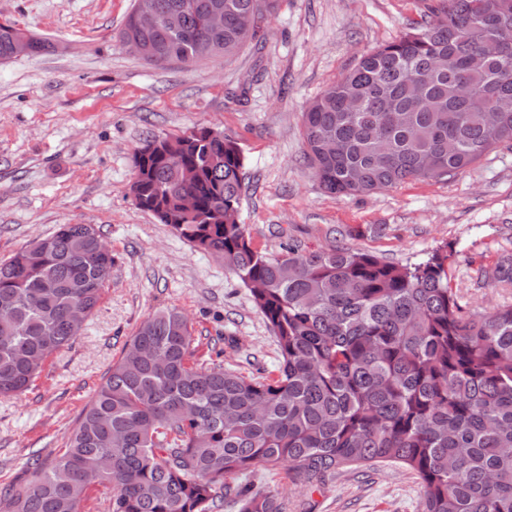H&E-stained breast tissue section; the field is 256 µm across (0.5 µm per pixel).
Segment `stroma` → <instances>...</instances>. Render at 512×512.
<instances>
[{"label": "stroma", "mask_w": 512, "mask_h": 512, "mask_svg": "<svg viewBox=\"0 0 512 512\" xmlns=\"http://www.w3.org/2000/svg\"><path fill=\"white\" fill-rule=\"evenodd\" d=\"M132 0H0L8 19L47 38L38 55L0 63V260L61 224L100 226L114 264L97 311L51 357L35 387L0 400V488L62 448L113 361L154 311L185 313L218 338L225 367L276 370L274 339L250 292L223 264L138 209L127 187L149 137L209 126L246 155L239 221L256 247L331 244L399 265L451 251V286L472 311L512 303V284L479 267L512 254V144L445 179L409 181L368 197L323 191L302 160V113L358 58L391 42L426 0H278L262 46L229 58L153 66L118 35ZM251 489L283 512H419L414 475L390 463L345 467L318 488L254 467Z\"/></svg>", "instance_id": "35a3bbf8"}]
</instances>
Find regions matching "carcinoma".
I'll list each match as a JSON object with an SVG mask.
<instances>
[{"instance_id":"cac0c4a2","label":"carcinoma","mask_w":512,"mask_h":512,"mask_svg":"<svg viewBox=\"0 0 512 512\" xmlns=\"http://www.w3.org/2000/svg\"><path fill=\"white\" fill-rule=\"evenodd\" d=\"M277 0H134L120 40L164 63L230 57L264 39ZM182 10L177 30L144 32V9ZM224 13L213 31L209 15ZM18 26L0 22V61ZM512 0H434L402 36L365 54L302 112L303 158L322 189L369 196L445 178L512 143ZM133 158L136 206L249 290L275 338L274 374L195 358L202 337L175 308L149 315L83 407L64 448L38 464L0 512H82L94 485L112 512H282L235 483L262 465L315 488L348 466L389 462L415 475L420 512H512V304L475 313L453 291L448 250L396 265L334 245L277 253L239 223L246 156L235 140L154 136ZM193 195L188 217L182 196ZM114 258L94 224H61L0 262V399L14 398L78 335ZM512 281V258L482 274Z\"/></svg>"}]
</instances>
